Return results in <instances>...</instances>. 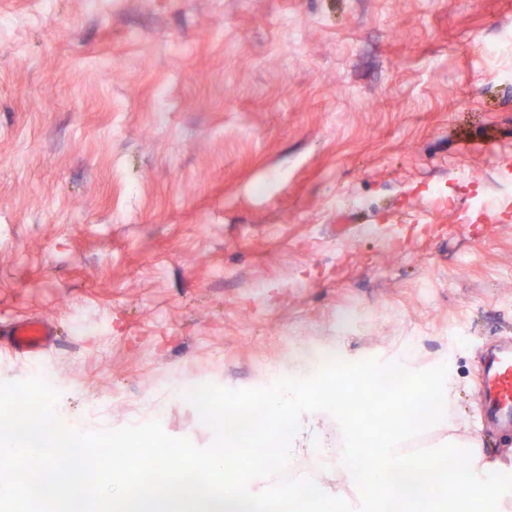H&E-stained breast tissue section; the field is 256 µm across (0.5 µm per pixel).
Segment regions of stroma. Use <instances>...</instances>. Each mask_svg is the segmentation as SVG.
Masks as SVG:
<instances>
[{"instance_id":"stroma-1","label":"stroma","mask_w":512,"mask_h":512,"mask_svg":"<svg viewBox=\"0 0 512 512\" xmlns=\"http://www.w3.org/2000/svg\"><path fill=\"white\" fill-rule=\"evenodd\" d=\"M33 317L53 341L38 364L0 345V382L50 368L91 432L159 416L208 448L187 392L331 345L447 364V434L484 442L512 0H0V330ZM323 427L333 459L288 473L358 505Z\"/></svg>"}]
</instances>
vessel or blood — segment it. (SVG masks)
Returning <instances> with one entry per match:
<instances>
[{
  "label": "vessel or blood",
  "mask_w": 512,
  "mask_h": 512,
  "mask_svg": "<svg viewBox=\"0 0 512 512\" xmlns=\"http://www.w3.org/2000/svg\"><path fill=\"white\" fill-rule=\"evenodd\" d=\"M51 334L40 319L14 324L7 332L9 346L22 353L40 352ZM483 416L488 425L512 431V346H498L484 356L481 367Z\"/></svg>",
  "instance_id": "obj_1"
}]
</instances>
